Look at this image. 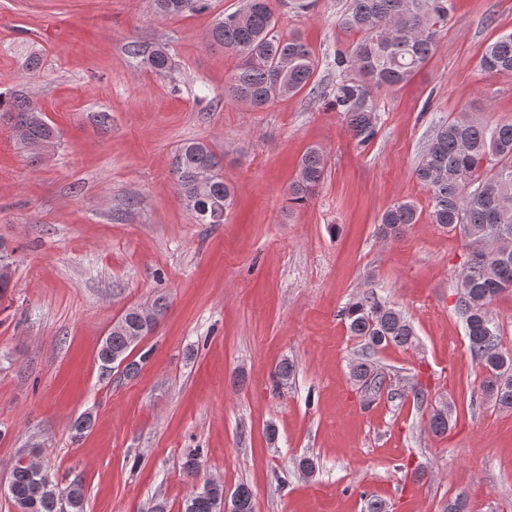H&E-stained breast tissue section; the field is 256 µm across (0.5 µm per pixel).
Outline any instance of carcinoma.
<instances>
[{
	"label": "carcinoma",
	"mask_w": 512,
	"mask_h": 512,
	"mask_svg": "<svg viewBox=\"0 0 512 512\" xmlns=\"http://www.w3.org/2000/svg\"><path fill=\"white\" fill-rule=\"evenodd\" d=\"M159 18L185 12H202L209 0H152ZM341 25L362 34L346 54L335 58L339 79L332 105L345 116L351 138L359 147L377 135L380 113L373 91L392 90L408 82L436 49L448 22V0H348ZM207 44L235 54L238 65L231 77L232 100L262 109L277 99L313 87L319 59L299 36L283 37L268 0H242L235 11L218 15L207 34ZM153 73L165 75L175 66L164 47L143 58ZM489 72L512 75V33L490 43L480 58ZM0 117L15 120L13 137L37 154L56 143L55 128L42 110L16 95L0 93ZM223 166L209 143L192 140L174 153L171 175L186 207L199 224H221L233 205L234 190L224 182ZM322 152L313 147L302 156L298 178L289 192L294 203L312 198L324 180ZM416 178L429 190L431 223L450 232L460 230L468 239L470 254L457 282L456 311L463 321L473 360L485 372L484 395L504 411L512 410V356L499 346V329L490 315V304L512 290V122L488 124L468 115L439 125L415 169ZM418 222V211L409 201H397L380 217L384 237L396 238ZM350 335L364 341L370 352L394 345H413L415 332L402 312L371 291L349 302L341 311ZM140 328L136 309L128 310L112 326L97 360L114 355L130 359L129 337ZM140 360L130 359L125 373L138 372ZM295 366L285 359L275 371L276 383L288 387ZM364 391L377 395L384 384L367 359L352 367ZM451 408L431 411L428 425L434 434L448 431ZM189 478L201 468L200 452L189 451L182 463ZM13 504L22 512H86L83 484L66 485L46 480L21 464L12 463L9 481ZM235 512H254L252 491L237 487L232 494ZM224 485L206 481L202 490L182 503V512H221Z\"/></svg>",
	"instance_id": "carcinoma-1"
}]
</instances>
